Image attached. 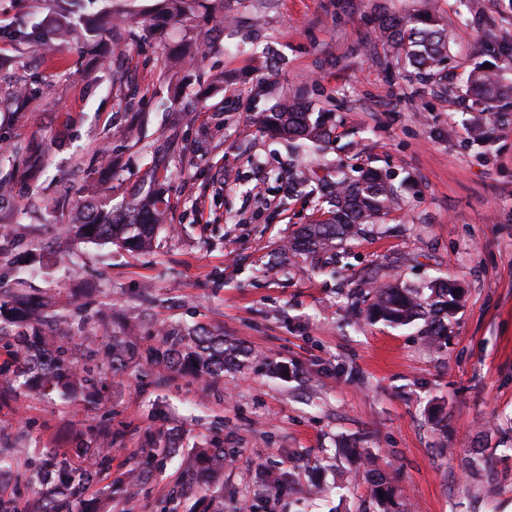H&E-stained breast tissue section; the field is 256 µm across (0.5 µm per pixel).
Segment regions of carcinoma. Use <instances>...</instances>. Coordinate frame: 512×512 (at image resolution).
<instances>
[{
    "label": "carcinoma",
    "instance_id": "cac0c4a2",
    "mask_svg": "<svg viewBox=\"0 0 512 512\" xmlns=\"http://www.w3.org/2000/svg\"><path fill=\"white\" fill-rule=\"evenodd\" d=\"M208 13L220 18L224 16V0H162L161 15L141 22L148 37L160 38L166 25L184 24L201 14ZM136 23V17H128L112 9H104L94 22L84 28H72L66 24L58 26L55 36L60 41H77L94 45L103 53L112 51V33L128 24ZM380 37L393 44L407 63L426 80L440 75L444 60L448 57L450 35L448 29L438 26L432 15L418 17H382L379 20ZM41 24L34 23L17 32L23 42L44 47L39 40ZM506 94L490 69L474 67L466 79V95L478 112H488L492 103ZM37 98V90L29 86L17 87L0 98L24 112ZM266 128L278 138L290 142L307 141L316 147L330 142V129L321 118L311 119L309 106L304 101L285 103L265 119ZM112 165L101 168L98 177L88 188L86 199L77 204L74 216L75 233L88 241L104 240L115 243L130 252L140 251L152 243L160 219L165 216L168 202L164 192L156 183L142 184L129 194L124 208L112 207V183L109 171ZM330 203L329 217L314 224L305 225L288 246L293 255L328 252L336 248V242H344L358 236L367 224L387 215L398 204V190L387 177L373 169L360 168L351 175L339 167L336 182L321 183ZM460 293L449 280H435L420 288L385 286L372 292L364 310L370 322H383L394 327L413 326L423 321L419 333L426 344L442 347L448 336V320L458 306ZM52 303L45 297H35L23 290L13 292L10 298L11 317L0 321V340L6 337V327L17 330V351L24 369L33 378L48 388L77 390V386H92L94 378L77 376L65 351L57 345V336L45 331L53 325L62 328L65 320L50 314ZM137 346L127 336H114L103 346L104 356L118 370L137 354ZM236 349L226 345L224 337L211 332H187L165 339V348L148 351L147 358L186 371L196 377L215 379L224 376V363ZM111 448L108 442L98 441L96 446L75 449L76 457L85 460H106ZM21 461L25 469L35 473L47 486L45 502L41 512H63L70 499L84 485L96 479L101 471L78 466L75 469L59 467L50 456L36 460L24 449H13L12 462ZM224 467V449L201 448L193 464L185 469L186 483L194 479L196 469L218 472ZM373 484L374 495L379 499L381 512H391L392 494L389 485L376 470L367 472Z\"/></svg>",
    "mask_w": 512,
    "mask_h": 512
}]
</instances>
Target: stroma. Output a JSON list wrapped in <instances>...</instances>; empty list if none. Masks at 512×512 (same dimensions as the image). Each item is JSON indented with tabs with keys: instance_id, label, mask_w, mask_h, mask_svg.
Instances as JSON below:
<instances>
[{
	"instance_id": "obj_1",
	"label": "stroma",
	"mask_w": 512,
	"mask_h": 512,
	"mask_svg": "<svg viewBox=\"0 0 512 512\" xmlns=\"http://www.w3.org/2000/svg\"><path fill=\"white\" fill-rule=\"evenodd\" d=\"M55 0H0V88L40 93L23 119L0 106V294L52 297L67 316L58 339L83 367L82 338L123 333L141 347L162 329L222 333L243 352L218 379L138 358L99 360L97 385L50 395L27 384L0 347V453H56L76 464L78 441L112 436V455L83 501L114 512H379L362 448L395 490L398 512H512V99L495 104L487 144L468 138L471 62L503 87L512 64L484 54L512 45V0H224V28L206 18L164 39L123 35L107 60L52 39ZM434 13L451 31L441 78L421 81L378 35L382 16ZM44 22L53 52L19 42ZM307 102L331 128L324 152L266 132L284 99ZM143 119L139 138L123 130ZM34 146L40 170L13 168ZM112 152L113 197L148 175L169 203L152 248L129 252L69 232L72 200ZM388 172L399 204L344 242L345 267L283 252L328 208L312 169ZM461 286L447 345L417 329L355 319L378 285ZM175 444L169 457L156 447ZM220 448L224 468L182 488L181 461ZM139 481L126 478L130 469ZM36 476L0 472V512H33Z\"/></svg>"
}]
</instances>
